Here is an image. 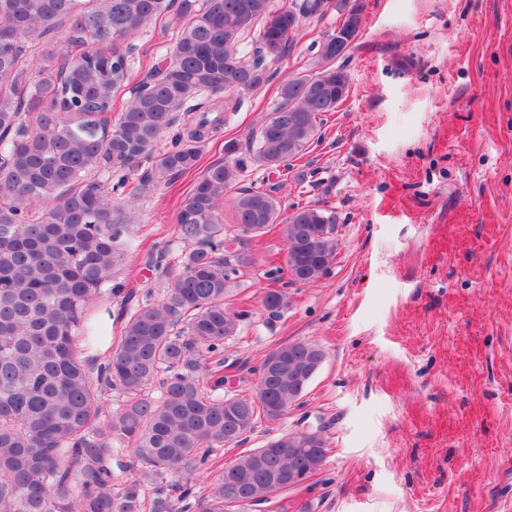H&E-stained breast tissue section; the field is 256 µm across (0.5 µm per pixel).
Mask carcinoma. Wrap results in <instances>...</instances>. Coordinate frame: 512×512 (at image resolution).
Listing matches in <instances>:
<instances>
[{
  "label": "carcinoma",
  "instance_id": "carcinoma-1",
  "mask_svg": "<svg viewBox=\"0 0 512 512\" xmlns=\"http://www.w3.org/2000/svg\"><path fill=\"white\" fill-rule=\"evenodd\" d=\"M176 8L173 52L152 65L124 112L115 94L129 80V39ZM340 32L354 43L349 17L363 0H336ZM329 0H0V512H188L200 466L237 446L259 418L281 420L301 394L292 370L324 350L285 343L260 367L256 398L216 396L201 371L245 314L224 303L229 266L250 268L244 239L281 223L271 192L241 189L233 198L239 234L219 233V208L246 174L288 166L319 139L326 112L349 95L342 64L293 76L258 131L230 140L224 162L209 167L181 202L180 239L190 246L158 302L122 315L120 335L103 361L86 356L84 335L106 293L128 298L120 279L135 217L125 205L194 169L223 113L268 81L302 18L319 17ZM66 29L73 55L40 40ZM252 33V55L242 48ZM174 144L160 149L171 128ZM150 172L126 190L143 163ZM288 274L308 283L325 276L338 249L336 215L315 205L286 218ZM282 290L262 296L271 315L288 309ZM160 396L149 393L153 385ZM123 406L103 416V395ZM131 448L136 465L116 488L112 444ZM327 459L322 433H283L242 452L217 471L197 512H224L229 479L249 505L290 489L282 473L313 476Z\"/></svg>",
  "mask_w": 512,
  "mask_h": 512
}]
</instances>
